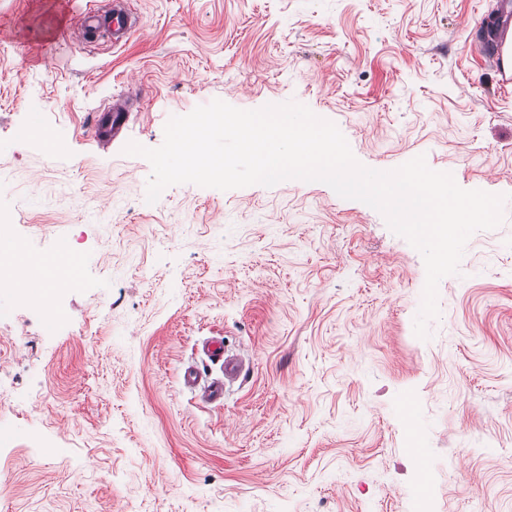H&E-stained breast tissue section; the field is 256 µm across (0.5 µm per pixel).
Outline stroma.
Segmentation results:
<instances>
[{
	"mask_svg": "<svg viewBox=\"0 0 512 512\" xmlns=\"http://www.w3.org/2000/svg\"><path fill=\"white\" fill-rule=\"evenodd\" d=\"M88 0H0V210L24 255L68 261L65 322L0 288V512H512V87L478 27L496 0H130L122 47ZM138 94L99 146L102 103ZM290 100L363 165L417 156L508 195L415 336L421 253L322 182L146 200L164 126L213 100ZM220 338L250 366L223 401ZM76 13L70 32L77 39L90 42L96 36H107L112 45L125 44L141 24L139 16L131 10L128 1H108L101 6L92 1ZM97 2V3H96ZM205 353L215 364L221 363V369L224 373L223 379H214L205 387L204 395L207 399L218 402L224 398V390L227 384L236 381L242 374L243 363L235 356L226 355L224 350V341L222 339H212L205 346Z\"/></svg>",
	"mask_w": 512,
	"mask_h": 512,
	"instance_id": "35a3bbf8",
	"label": "stroma"
}]
</instances>
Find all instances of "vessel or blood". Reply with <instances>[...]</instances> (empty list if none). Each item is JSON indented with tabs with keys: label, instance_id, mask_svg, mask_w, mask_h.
Returning a JSON list of instances; mask_svg holds the SVG:
<instances>
[{
	"label": "vessel or blood",
	"instance_id": "1",
	"mask_svg": "<svg viewBox=\"0 0 512 512\" xmlns=\"http://www.w3.org/2000/svg\"><path fill=\"white\" fill-rule=\"evenodd\" d=\"M141 24L139 16L131 10L127 0H111L102 6L86 5L73 18L70 32L72 36L83 41H90L97 36L108 37L112 44L126 43ZM486 57L498 75L500 87L512 86V0H502L499 8V24L494 42L485 51ZM130 116L124 102L115 101L98 110V120L94 127V137L98 143H108L112 137L125 126ZM208 358L220 364L223 378L215 379L206 386L204 395L207 399L218 402L224 397L227 384L236 381L242 374L243 363L235 356L226 354L221 339L210 340L205 346Z\"/></svg>",
	"mask_w": 512,
	"mask_h": 512
}]
</instances>
